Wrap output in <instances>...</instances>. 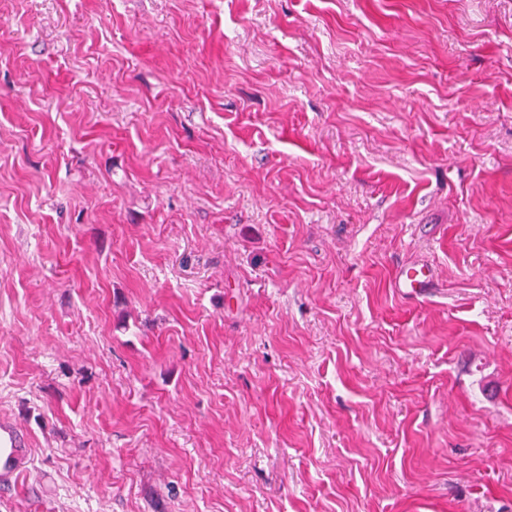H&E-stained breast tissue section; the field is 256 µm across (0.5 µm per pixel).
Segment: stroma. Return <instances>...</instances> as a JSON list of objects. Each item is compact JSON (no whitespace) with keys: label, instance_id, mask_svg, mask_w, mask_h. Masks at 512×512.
<instances>
[{"label":"stroma","instance_id":"1","mask_svg":"<svg viewBox=\"0 0 512 512\" xmlns=\"http://www.w3.org/2000/svg\"><path fill=\"white\" fill-rule=\"evenodd\" d=\"M1 422L0 512H512V0H0ZM434 277L427 264L413 263L397 266L392 278V288L403 299L421 301L434 288ZM30 448H25L20 435L0 425V490L14 491L28 468Z\"/></svg>","mask_w":512,"mask_h":512}]
</instances>
